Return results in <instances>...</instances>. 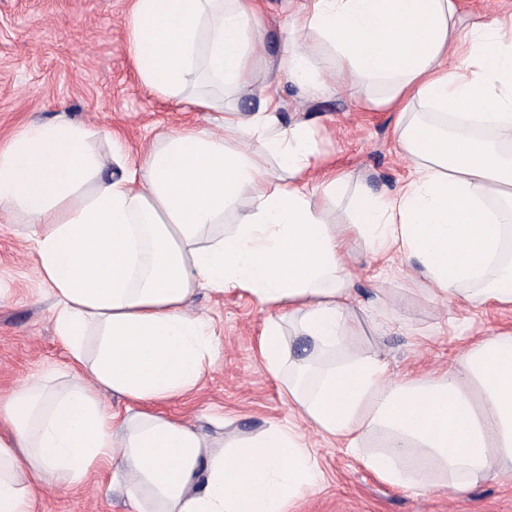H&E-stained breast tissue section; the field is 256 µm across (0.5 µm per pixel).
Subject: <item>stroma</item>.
<instances>
[{
  "label": "stroma",
  "mask_w": 512,
  "mask_h": 512,
  "mask_svg": "<svg viewBox=\"0 0 512 512\" xmlns=\"http://www.w3.org/2000/svg\"><path fill=\"white\" fill-rule=\"evenodd\" d=\"M129 0H0V144L32 121L62 116L95 133L93 144L108 154V133L122 136L132 159L161 135L185 125L204 124L202 112L179 109L146 89L129 58ZM285 120L304 114L313 121L321 149L380 191H393L407 175V161L393 135L388 112L359 110L347 90L306 100L282 86ZM353 285L365 298L382 296L388 326L377 332L359 308L351 319L362 332L349 349L378 351L390 363L392 380L448 367L460 352L449 316L471 321L474 336L512 330V311L474 312L426 298L421 282L380 272L365 244L356 248ZM38 254L25 225L0 219V403L22 382L62 359L54 332L55 299L37 275ZM192 312L209 318L222 351L199 388L164 404L165 412L203 428L213 440L254 435L268 422L288 417L280 381L265 370L258 337L265 318L246 294L208 290L189 301ZM212 414L223 425L209 422ZM307 439L324 481L301 497L295 512H512V478L479 484L464 494L445 489L416 493L390 486L366 470L338 444L316 433ZM34 512H130L111 468L86 483L58 488L40 485Z\"/></svg>",
  "instance_id": "35a3bbf8"
}]
</instances>
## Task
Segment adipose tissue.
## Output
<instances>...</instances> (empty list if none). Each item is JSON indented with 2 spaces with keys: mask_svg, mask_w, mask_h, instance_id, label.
<instances>
[{
  "mask_svg": "<svg viewBox=\"0 0 512 512\" xmlns=\"http://www.w3.org/2000/svg\"><path fill=\"white\" fill-rule=\"evenodd\" d=\"M262 21L261 0H132L142 84L211 119L137 162L112 136L119 176L103 177L93 131L64 118L0 146V215L29 226L67 354L0 407V512H32L40 483L73 487L114 463L131 512H291L323 482L305 425L395 487L461 494L512 476V332L402 382L382 354L346 349L351 304L385 325L380 298L355 300L359 238L428 298L512 309V8L464 29L458 0H282L288 51L254 85ZM283 84L308 99L345 85L393 113L402 184L379 192L330 162L310 120H284ZM228 89L256 108L225 102ZM347 193L350 221L330 223ZM201 288L265 312L259 355L289 423L224 444L161 411L216 359L211 323L187 306Z\"/></svg>",
  "mask_w": 512,
  "mask_h": 512,
  "instance_id": "1",
  "label": "adipose tissue"
}]
</instances>
